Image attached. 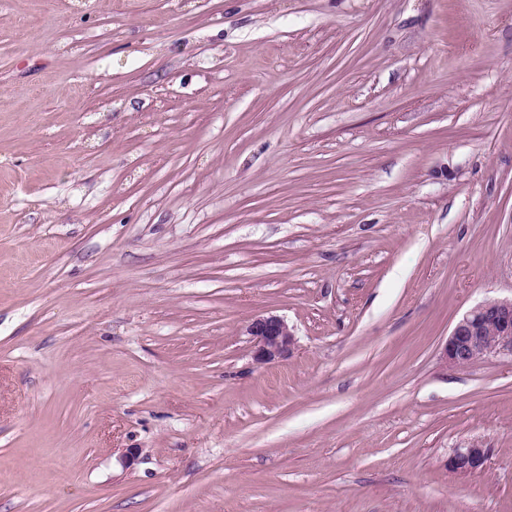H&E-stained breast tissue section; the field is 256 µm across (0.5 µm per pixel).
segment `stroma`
I'll use <instances>...</instances> for the list:
<instances>
[{
  "label": "stroma",
  "mask_w": 512,
  "mask_h": 512,
  "mask_svg": "<svg viewBox=\"0 0 512 512\" xmlns=\"http://www.w3.org/2000/svg\"><path fill=\"white\" fill-rule=\"evenodd\" d=\"M511 296L512 0H0V512H512ZM440 354L446 368H463L489 358L512 364V297L487 300L466 312ZM244 332L250 336L253 359L259 365L286 360L295 349V334L279 315H258L245 325ZM488 448L479 442H472L458 448L448 459V468L459 475H471L484 470Z\"/></svg>",
  "instance_id": "obj_1"
}]
</instances>
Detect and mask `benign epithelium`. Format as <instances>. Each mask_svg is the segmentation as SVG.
<instances>
[{
    "label": "benign epithelium",
    "instance_id": "1",
    "mask_svg": "<svg viewBox=\"0 0 512 512\" xmlns=\"http://www.w3.org/2000/svg\"><path fill=\"white\" fill-rule=\"evenodd\" d=\"M244 332L250 336L253 359L259 365L283 361L295 349V334L279 315H258L245 325ZM489 358L512 364V298L487 300L466 312L453 327L440 356L447 368H463ZM487 457L488 449L472 442L454 451L448 468L471 475L484 470Z\"/></svg>",
    "mask_w": 512,
    "mask_h": 512
}]
</instances>
